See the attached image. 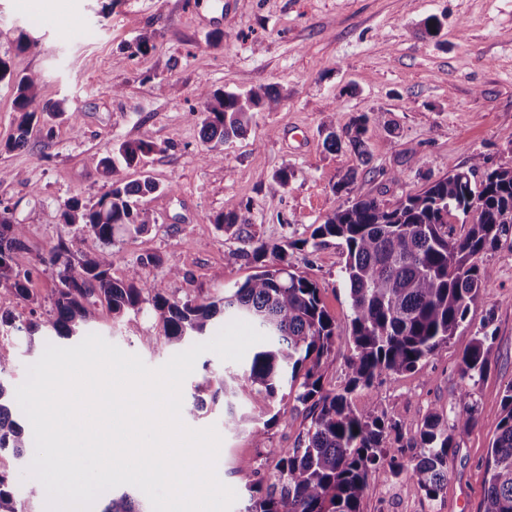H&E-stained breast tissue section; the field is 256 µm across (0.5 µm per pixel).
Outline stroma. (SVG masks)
Here are the masks:
<instances>
[{
	"label": "stroma",
	"mask_w": 512,
	"mask_h": 512,
	"mask_svg": "<svg viewBox=\"0 0 512 512\" xmlns=\"http://www.w3.org/2000/svg\"><path fill=\"white\" fill-rule=\"evenodd\" d=\"M440 22L428 33L429 18ZM30 44L18 49L19 35ZM143 51H136L139 42ZM0 56L16 73L41 78L39 104H57L64 115L51 126L33 125L23 146L7 149L17 134L14 90L0 84V205L25 227V246L12 255L15 271L29 274L32 302L0 293V315L16 322L47 319L59 286L55 267L39 259L68 238L60 207L69 198L96 201L109 188L99 169L120 142L147 139L155 152L143 168H120L133 182L150 176L158 192L141 203L156 222L139 235H115L123 260L112 269L146 258L141 275L181 300H215L243 283L254 263L232 259L249 241L290 247L291 270L316 283L338 325L333 361L323 387L337 391L347 381L352 345L345 331L349 289L337 240L310 246L314 228L349 194L392 204L448 174L468 169L480 156L485 171L512 167V0H56L43 10L38 0H0ZM121 92H113V85ZM246 92L271 89L278 107L255 115L246 133L210 160L200 136L201 88ZM363 112L382 115L387 132L371 136L370 160L350 148L326 150L324 126L344 129ZM292 167L287 187L272 181ZM351 180L347 193L334 185ZM251 201L250 221L220 231L209 215L228 199ZM495 272L494 282L463 323L414 371L383 376L356 389V411L376 409L399 424L387 444L404 443V460L417 454L409 443L428 414L453 424L457 395L468 385L478 421L456 435L448 458V490L428 499L388 466L372 470L362 512H481L485 462L499 432L504 396L512 386V239L478 258ZM178 266L179 277L168 274ZM489 334L485 374L463 381V357L478 330ZM152 368L178 349L167 343L159 322L140 315L113 322L98 309L90 327ZM50 332L34 340L7 336L0 354L11 361L1 377L17 388L26 368L42 355ZM237 407L249 420L224 428L223 402L206 403L186 426L221 428L218 478L243 512L246 490L258 476L274 473L286 448L296 447L310 419L293 393L276 403L264 447H255L254 423L268 422L245 396Z\"/></svg>",
	"instance_id": "1"
}]
</instances>
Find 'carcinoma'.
I'll use <instances>...</instances> for the list:
<instances>
[{
    "mask_svg": "<svg viewBox=\"0 0 512 512\" xmlns=\"http://www.w3.org/2000/svg\"><path fill=\"white\" fill-rule=\"evenodd\" d=\"M11 85L20 113L18 136L10 144L25 143L33 123L44 116H60L59 105L38 106L40 77L16 74L0 57V83ZM201 134L216 149L241 136L255 114L271 112L279 103L270 90L246 94L203 90ZM388 130L375 115L362 113L338 134L326 128L324 145L336 152L346 145L361 159L368 156L369 136ZM155 151L147 140L119 143L113 156L100 160L109 189L93 204L77 197L61 206L62 223L71 236L50 252L48 263L57 267L52 314L45 321L31 320L17 330L33 336L47 329L61 339L78 337L95 319L96 305L121 321L144 312V294L151 295V312L160 321L163 335L172 345H184L204 336L215 326L217 315L240 319L263 333V341L245 361L242 375L226 374L216 379L212 399L224 396V428L239 427L241 418L230 398L240 382L249 387L253 408L266 409L277 400L286 384L296 388V401L306 406L311 423L295 448H286L278 463V478H263L250 488L244 512H360L369 474L385 462L429 499L448 489V455L456 447L452 428L468 431L476 422L474 404L467 387L458 397L459 411L452 426L437 414L426 417L419 436L409 447L420 449L416 461L405 467L403 449L388 448L385 439L398 424L377 411L357 412L351 393L369 388L383 375L402 374L448 343L465 322L494 280L492 268L475 258L496 248L502 238L512 237V167L485 173L472 183L473 171L481 166L473 157L466 171H458L409 194L394 204L374 197H356L333 209L312 232L313 245L328 238L340 241L346 260L342 268L349 285L350 315L346 330L352 342L347 361L348 380L338 392L323 388V369L331 363L336 341V320L325 310L317 284L290 272L288 250L264 243L230 254L256 263V272L244 283L224 292L217 301H182L158 283L141 277L140 267L158 261L139 259L127 267L126 280L112 279V267L122 261L112 249L114 229L123 227L138 234L155 223L153 214L139 199L159 191L148 176L135 183L114 178L117 165L137 168ZM251 202L231 198L224 211L206 219L217 229L249 223ZM472 217L462 236L455 234L450 218ZM101 243L96 252H85L86 237ZM25 225L16 224L8 209L0 210V292H10L34 302L12 266V254L24 247ZM488 336L480 331L463 357L462 378L473 380L488 365ZM507 413L486 460V490L483 512H512V385L504 398ZM15 392L0 380V454L14 458L29 450L31 434L17 422ZM17 475L0 468V512H27L16 493ZM98 512H145L127 493L107 499Z\"/></svg>",
    "mask_w": 512,
    "mask_h": 512,
    "instance_id": "1",
    "label": "carcinoma"
}]
</instances>
